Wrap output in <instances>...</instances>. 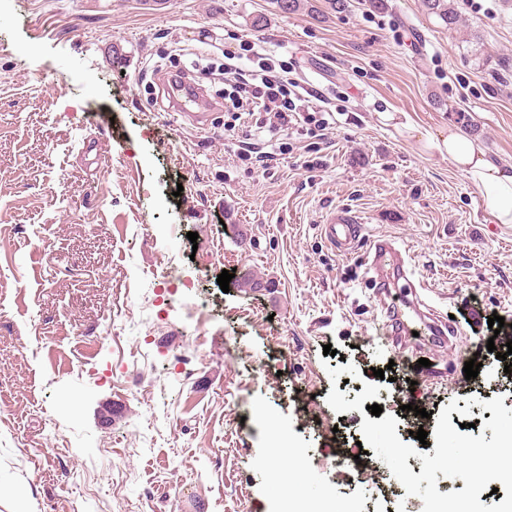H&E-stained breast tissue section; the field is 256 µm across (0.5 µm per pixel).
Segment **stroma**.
<instances>
[{
	"instance_id": "1",
	"label": "stroma",
	"mask_w": 512,
	"mask_h": 512,
	"mask_svg": "<svg viewBox=\"0 0 512 512\" xmlns=\"http://www.w3.org/2000/svg\"><path fill=\"white\" fill-rule=\"evenodd\" d=\"M455 3L450 29L422 0L322 22L271 0H0V512H512V487L466 480L512 426V224L421 140L463 112L512 163V0ZM244 40L336 117L267 166L225 130L222 79L204 133L163 91L229 53L252 67ZM340 208L409 249L459 328L446 352L383 335L379 301L404 292L324 240Z\"/></svg>"
}]
</instances>
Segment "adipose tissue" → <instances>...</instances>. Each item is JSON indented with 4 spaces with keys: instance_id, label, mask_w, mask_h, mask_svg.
Segmentation results:
<instances>
[{
    "instance_id": "ef3b65f1",
    "label": "adipose tissue",
    "mask_w": 512,
    "mask_h": 512,
    "mask_svg": "<svg viewBox=\"0 0 512 512\" xmlns=\"http://www.w3.org/2000/svg\"><path fill=\"white\" fill-rule=\"evenodd\" d=\"M425 146L447 158L467 178L495 223L512 224V164L493 162L457 128L428 136Z\"/></svg>"
}]
</instances>
